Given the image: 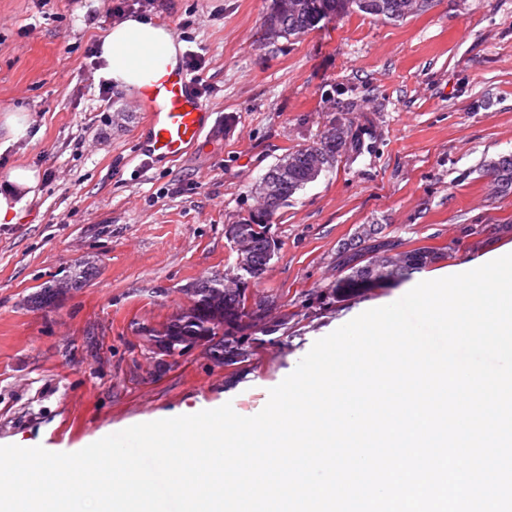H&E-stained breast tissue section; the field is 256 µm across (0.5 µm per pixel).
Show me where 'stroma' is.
Listing matches in <instances>:
<instances>
[{"label": "stroma", "instance_id": "obj_1", "mask_svg": "<svg viewBox=\"0 0 512 512\" xmlns=\"http://www.w3.org/2000/svg\"><path fill=\"white\" fill-rule=\"evenodd\" d=\"M270 0H152L142 13L200 60L223 124L188 156H139L140 98L100 92L94 55L117 23L109 0H0V116L23 112L27 137L0 129V176L37 169L15 223L0 224V446L73 453L132 425L231 404L266 405L314 342L420 281L512 251V193L488 165L512 154V0H435L392 21L358 12L271 42ZM340 120L364 148L297 191L268 230L278 245L250 301H272L285 329L246 343V362L206 347L166 370L144 329L168 322L197 279L232 268L225 235L257 208L255 186L285 155ZM364 224L438 259L399 285L339 301L343 242ZM96 255L95 275L54 305L41 284Z\"/></svg>", "mask_w": 512, "mask_h": 512}]
</instances>
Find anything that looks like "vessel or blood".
I'll return each mask as SVG.
<instances>
[{
  "label": "vessel or blood",
  "mask_w": 512,
  "mask_h": 512,
  "mask_svg": "<svg viewBox=\"0 0 512 512\" xmlns=\"http://www.w3.org/2000/svg\"><path fill=\"white\" fill-rule=\"evenodd\" d=\"M146 112L139 130V152L148 159L172 162L185 157L218 118L187 70L174 71L142 100Z\"/></svg>",
  "instance_id": "vessel-or-blood-1"
}]
</instances>
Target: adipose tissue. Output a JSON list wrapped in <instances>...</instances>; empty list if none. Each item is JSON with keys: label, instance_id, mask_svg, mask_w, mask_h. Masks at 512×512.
Here are the masks:
<instances>
[{"label": "adipose tissue", "instance_id": "adipose-tissue-1", "mask_svg": "<svg viewBox=\"0 0 512 512\" xmlns=\"http://www.w3.org/2000/svg\"><path fill=\"white\" fill-rule=\"evenodd\" d=\"M181 43L158 22L132 16L109 27L100 41L102 75L114 85L147 94L179 65ZM39 185L37 170L17 166L0 178V224H10Z\"/></svg>", "mask_w": 512, "mask_h": 512}]
</instances>
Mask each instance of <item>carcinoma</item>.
<instances>
[{
	"mask_svg": "<svg viewBox=\"0 0 512 512\" xmlns=\"http://www.w3.org/2000/svg\"><path fill=\"white\" fill-rule=\"evenodd\" d=\"M356 11L393 21L410 16L408 0H321L319 11L310 9L307 3L298 10H288L281 7V0H271L264 25L278 26L281 37L287 38L306 33L325 18ZM342 127V123L334 122L318 142L284 156L268 170L264 179L277 185V193L268 197L263 207L238 221L251 235L255 266L240 272L238 288L224 287L222 273L203 277L190 285L186 289L188 304L160 328L146 330V337L152 347L158 349V355L179 356L204 340L216 362L226 366L243 362V345L256 341L255 327L266 319V308L262 306L252 313L246 311L243 285L262 278L264 260L269 251L276 250V243L268 234L274 216L289 198L312 182L309 152L319 151L325 159V167L332 166L338 153L346 147ZM487 173L496 190L511 192L512 154L492 162ZM376 234L377 229L365 227L360 233V245L343 249L340 259L349 273L324 289L325 294L344 298L395 285L406 273L422 269L438 258V253L430 248L400 251L401 243L380 239ZM96 269V259L78 260L70 267L68 275L44 284L34 301L47 305L71 289L83 287Z\"/></svg>",
	"mask_w": 512,
	"mask_h": 512,
	"instance_id": "obj_1",
	"label": "carcinoma"
}]
</instances>
